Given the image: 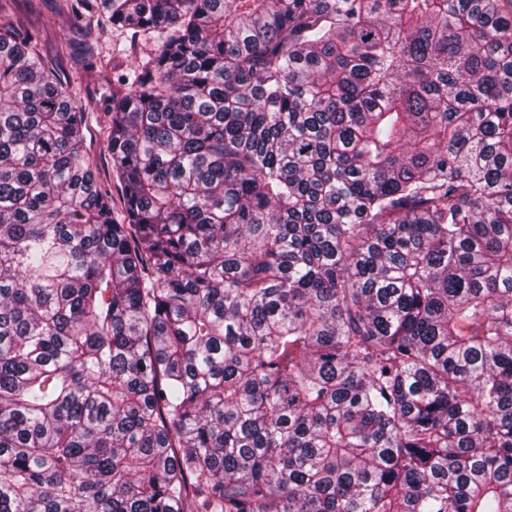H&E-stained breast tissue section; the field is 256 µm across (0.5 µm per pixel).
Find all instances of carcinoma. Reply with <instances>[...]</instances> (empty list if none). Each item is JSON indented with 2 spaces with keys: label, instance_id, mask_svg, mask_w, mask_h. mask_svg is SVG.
<instances>
[{
  "label": "carcinoma",
  "instance_id": "carcinoma-1",
  "mask_svg": "<svg viewBox=\"0 0 512 512\" xmlns=\"http://www.w3.org/2000/svg\"><path fill=\"white\" fill-rule=\"evenodd\" d=\"M0 0V512H512V0ZM64 3L65 0L17 1L15 14L36 35L38 48L48 60L56 61L57 49L63 48L60 69L64 77L73 76L78 82V98L88 112L84 128L86 158L96 177L111 187L117 197L103 118L112 91V52L127 49L128 62H137L152 46V40L149 35L132 40L130 30L112 26L104 15L94 18L87 35H78L70 27ZM91 52L94 53L93 65L86 66V57Z\"/></svg>",
  "mask_w": 512,
  "mask_h": 512
}]
</instances>
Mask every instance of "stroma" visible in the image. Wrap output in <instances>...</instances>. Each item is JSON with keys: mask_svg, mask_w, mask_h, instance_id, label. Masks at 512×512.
Returning <instances> with one entry per match:
<instances>
[{"mask_svg": "<svg viewBox=\"0 0 512 512\" xmlns=\"http://www.w3.org/2000/svg\"><path fill=\"white\" fill-rule=\"evenodd\" d=\"M65 0H17L15 13L33 32L38 48L47 59L58 60L63 75L79 84L78 98L88 114L84 128L86 158L96 177L112 185V158L107 147L103 114L112 91V54L127 50L130 60L139 61L152 41L132 37L130 31L113 26L106 16L95 17L88 34L71 28Z\"/></svg>", "mask_w": 512, "mask_h": 512, "instance_id": "stroma-1", "label": "stroma"}]
</instances>
